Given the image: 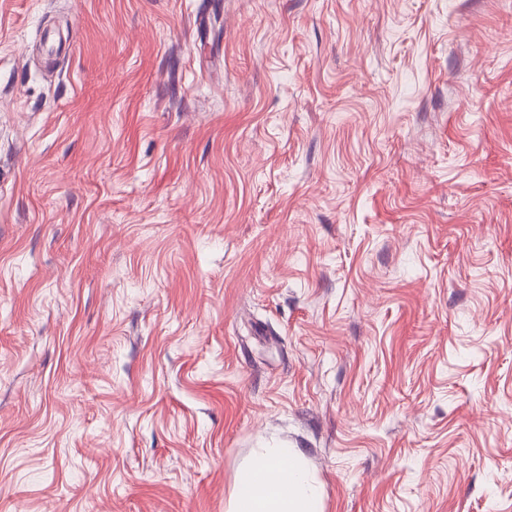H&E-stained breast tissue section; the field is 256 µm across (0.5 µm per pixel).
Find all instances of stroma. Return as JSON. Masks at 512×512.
Instances as JSON below:
<instances>
[{"label": "stroma", "mask_w": 512, "mask_h": 512, "mask_svg": "<svg viewBox=\"0 0 512 512\" xmlns=\"http://www.w3.org/2000/svg\"><path fill=\"white\" fill-rule=\"evenodd\" d=\"M512 512V0H0V512ZM229 512H321V492L295 448L255 455L236 477Z\"/></svg>", "instance_id": "obj_1"}]
</instances>
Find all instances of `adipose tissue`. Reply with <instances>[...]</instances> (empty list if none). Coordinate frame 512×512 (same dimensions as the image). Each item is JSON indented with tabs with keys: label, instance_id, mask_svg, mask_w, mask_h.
Masks as SVG:
<instances>
[{
	"label": "adipose tissue",
	"instance_id": "obj_1",
	"mask_svg": "<svg viewBox=\"0 0 512 512\" xmlns=\"http://www.w3.org/2000/svg\"><path fill=\"white\" fill-rule=\"evenodd\" d=\"M229 512H321V492L302 455L274 448L255 455L236 477Z\"/></svg>",
	"mask_w": 512,
	"mask_h": 512
}]
</instances>
